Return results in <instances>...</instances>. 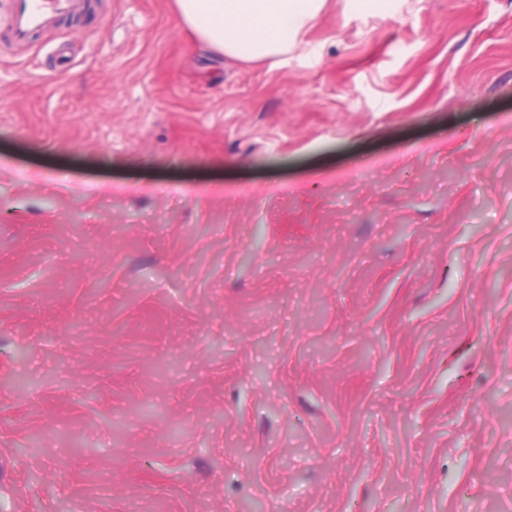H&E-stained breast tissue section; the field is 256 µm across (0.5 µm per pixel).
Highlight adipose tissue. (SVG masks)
I'll return each mask as SVG.
<instances>
[{"mask_svg":"<svg viewBox=\"0 0 512 512\" xmlns=\"http://www.w3.org/2000/svg\"><path fill=\"white\" fill-rule=\"evenodd\" d=\"M323 4L324 0H176L184 26L200 42L241 60L287 54Z\"/></svg>","mask_w":512,"mask_h":512,"instance_id":"obj_1","label":"adipose tissue"}]
</instances>
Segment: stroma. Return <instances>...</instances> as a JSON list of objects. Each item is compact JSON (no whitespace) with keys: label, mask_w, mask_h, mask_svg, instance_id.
Wrapping results in <instances>:
<instances>
[{"label":"stroma","mask_w":512,"mask_h":512,"mask_svg":"<svg viewBox=\"0 0 512 512\" xmlns=\"http://www.w3.org/2000/svg\"><path fill=\"white\" fill-rule=\"evenodd\" d=\"M0 0V512H512V0ZM9 34L19 45H27L32 33L46 26L52 16L74 10L71 0H10ZM184 26L210 49L241 60L274 58L297 46L324 0H176Z\"/></svg>","instance_id":"35a3bbf8"}]
</instances>
